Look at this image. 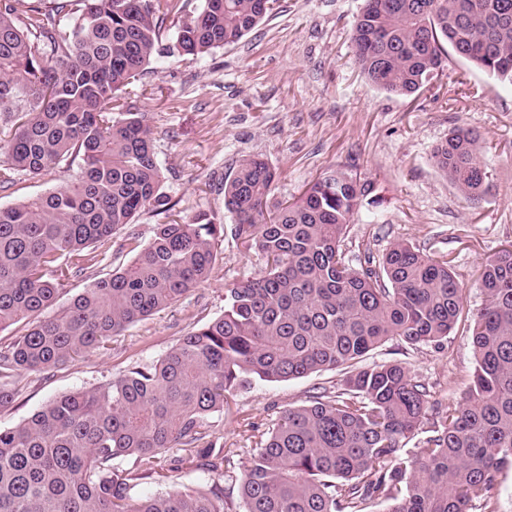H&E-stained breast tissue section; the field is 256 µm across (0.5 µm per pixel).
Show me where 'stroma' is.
Returning a JSON list of instances; mask_svg holds the SVG:
<instances>
[{"mask_svg":"<svg viewBox=\"0 0 512 512\" xmlns=\"http://www.w3.org/2000/svg\"><path fill=\"white\" fill-rule=\"evenodd\" d=\"M364 0H277L273 14L239 43L198 61L153 62L142 79L137 111L146 113L164 180L177 211L206 212L225 225L224 178L245 155L266 159L276 171L273 202L298 197L326 171L351 166L373 190L349 239L381 255L406 240L451 262L464 309L484 306L477 269L512 249V86L457 57L418 94L391 95L368 83L353 60L352 24ZM480 137L489 187L478 202L457 192L432 161L450 130ZM78 166L25 176L0 191L9 205L75 181ZM262 258L225 239L208 281L176 305L113 336L106 349L75 356L42 372L11 379L12 404L0 407V428L15 426L62 394L91 389L135 363L161 358L181 336L224 312V291L258 275ZM371 361L405 363L432 401H461L474 371L468 322L441 344L417 349L386 343ZM340 372L321 371L286 382H253L235 392L212 435L236 449V473L250 464L245 423L268 426L289 408L340 388Z\"/></svg>","mask_w":512,"mask_h":512,"instance_id":"obj_1","label":"stroma"}]
</instances>
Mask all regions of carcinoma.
I'll return each mask as SVG.
<instances>
[{
  "mask_svg": "<svg viewBox=\"0 0 512 512\" xmlns=\"http://www.w3.org/2000/svg\"><path fill=\"white\" fill-rule=\"evenodd\" d=\"M0 0V190L21 175L74 162L79 179L0 205V330L24 324L0 351V407L15 371H45L103 348L207 281L224 225L185 219L161 191L145 113L123 96L156 57H204L239 42L271 10L262 0ZM176 19L173 40L164 22ZM356 64L378 88L419 92L449 54L512 85V0H364L351 28ZM471 132L454 129L434 165L466 198L488 188ZM275 171L248 156L224 178L231 236L264 259L261 274L224 291V313L158 362L66 393L0 428V512H226L221 479L239 483L244 512H499L512 467V249L478 275L485 305L471 324L476 366L463 402L441 409L417 451L428 388L401 362L364 358L397 339L439 344L459 322L450 261L409 242L350 264L347 230L370 182L337 167L293 201L269 208ZM165 221L143 242L142 212ZM123 234L132 260L55 311L70 279L100 265ZM338 370L342 388L282 413L230 474L231 449L210 428L228 395L255 381ZM209 476L206 488L139 497L158 467Z\"/></svg>",
  "mask_w": 512,
  "mask_h": 512,
  "instance_id": "cac0c4a2",
  "label": "carcinoma"
}]
</instances>
